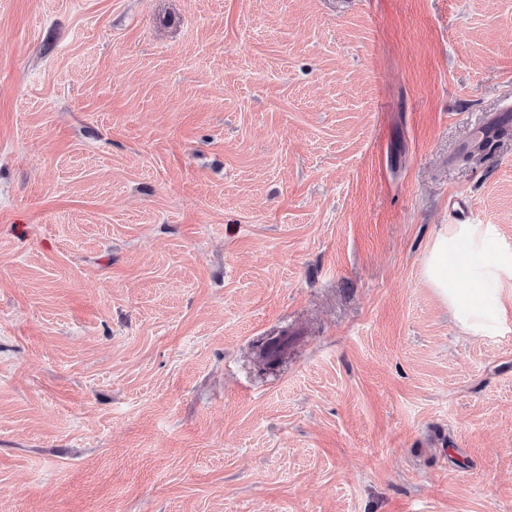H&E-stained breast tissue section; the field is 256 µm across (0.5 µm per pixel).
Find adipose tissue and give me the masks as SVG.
Here are the masks:
<instances>
[{"mask_svg": "<svg viewBox=\"0 0 512 512\" xmlns=\"http://www.w3.org/2000/svg\"><path fill=\"white\" fill-rule=\"evenodd\" d=\"M488 230L479 224H460L452 231L436 235L427 254L424 274L437 296L454 314L457 326L466 333L480 331L487 318L497 316L494 305H476L472 296L474 285L512 272V252L490 250ZM467 242L474 252V265L453 272L449 259L459 242ZM468 280V287H460V280Z\"/></svg>", "mask_w": 512, "mask_h": 512, "instance_id": "1", "label": "adipose tissue"}]
</instances>
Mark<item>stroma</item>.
I'll use <instances>...</instances> for the list:
<instances>
[{
	"instance_id": "35a3bbf8",
	"label": "stroma",
	"mask_w": 512,
	"mask_h": 512,
	"mask_svg": "<svg viewBox=\"0 0 512 512\" xmlns=\"http://www.w3.org/2000/svg\"><path fill=\"white\" fill-rule=\"evenodd\" d=\"M510 105L512 0H0V512H512ZM512 129L508 124H500L495 126L492 130L485 132L481 137H475L472 147L464 149L461 153V160L468 161L475 153H480L491 148L493 141L499 140L502 137L511 135ZM488 229L481 224H459L448 232L436 235L425 259L424 274L435 289L437 296L453 311L460 330L476 333L484 327L485 320L498 315V302L491 306L476 305L472 296L482 293L483 288H459L461 279L473 285L483 280L498 278L512 272V252L489 251ZM460 241L468 243L476 261L473 267L466 266L457 272H450L449 259ZM292 339V336L283 332L279 336H270L259 341L257 346L259 348V362L264 370H273L282 362Z\"/></svg>"
}]
</instances>
